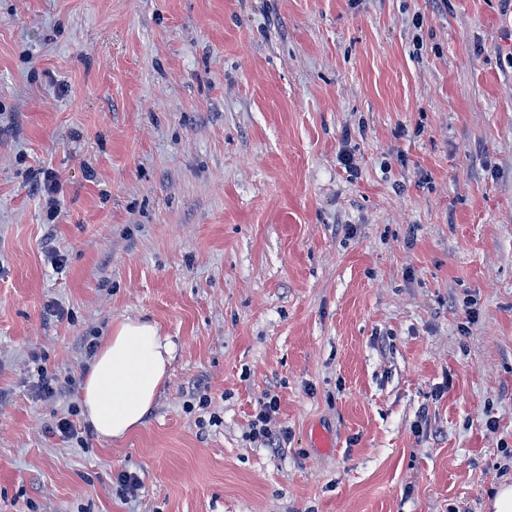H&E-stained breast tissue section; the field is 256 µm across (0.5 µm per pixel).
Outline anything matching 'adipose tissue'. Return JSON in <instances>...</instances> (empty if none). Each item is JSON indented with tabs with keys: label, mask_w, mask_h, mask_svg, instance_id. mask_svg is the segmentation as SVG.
<instances>
[{
	"label": "adipose tissue",
	"mask_w": 512,
	"mask_h": 512,
	"mask_svg": "<svg viewBox=\"0 0 512 512\" xmlns=\"http://www.w3.org/2000/svg\"><path fill=\"white\" fill-rule=\"evenodd\" d=\"M173 353V343L157 324L131 318L113 324L82 388V415L98 435L121 438L141 425Z\"/></svg>",
	"instance_id": "obj_1"
}]
</instances>
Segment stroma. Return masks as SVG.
Instances as JSON below:
<instances>
[{"label": "stroma", "instance_id": "1", "mask_svg": "<svg viewBox=\"0 0 512 512\" xmlns=\"http://www.w3.org/2000/svg\"><path fill=\"white\" fill-rule=\"evenodd\" d=\"M126 317L175 351L112 440ZM506 447L512 0H0V512H489ZM173 353V343L156 323L126 318L112 324L82 388V415L98 435L121 438L141 425ZM266 399L267 401L262 402L251 420L248 436L254 441L260 440L269 448H279L280 444L277 446V443L288 439V431L286 429H279L278 433L272 431V422L275 421L279 411V400L277 396Z\"/></svg>", "mask_w": 512, "mask_h": 512}]
</instances>
